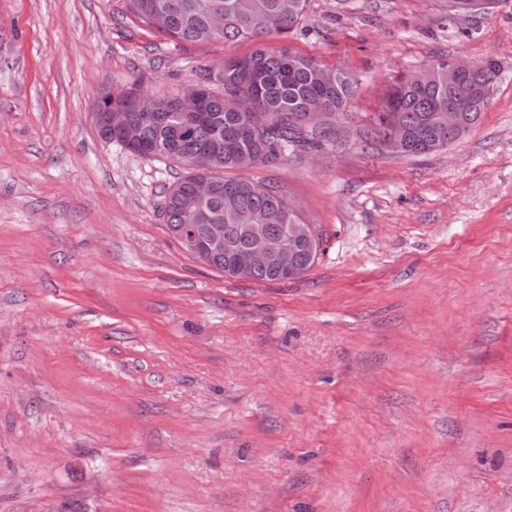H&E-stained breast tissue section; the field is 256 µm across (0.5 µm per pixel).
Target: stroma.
Returning a JSON list of instances; mask_svg holds the SVG:
<instances>
[{"label":"stroma","instance_id":"stroma-1","mask_svg":"<svg viewBox=\"0 0 512 512\" xmlns=\"http://www.w3.org/2000/svg\"><path fill=\"white\" fill-rule=\"evenodd\" d=\"M286 42L355 90L333 141L246 175L321 250L228 280L167 231L180 169L90 106L252 43L0 0V512H512V0H308ZM456 57L499 63L467 137L362 143L396 79Z\"/></svg>","mask_w":512,"mask_h":512}]
</instances>
